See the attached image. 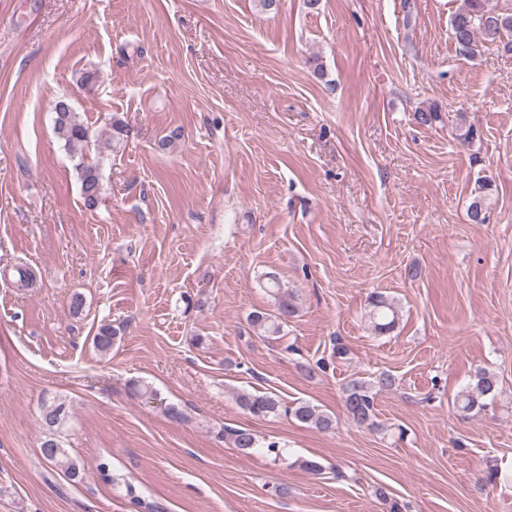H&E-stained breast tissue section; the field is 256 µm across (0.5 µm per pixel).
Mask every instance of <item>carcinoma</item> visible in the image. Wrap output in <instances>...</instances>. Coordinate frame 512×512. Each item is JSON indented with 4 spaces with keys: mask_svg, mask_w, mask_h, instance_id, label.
Here are the masks:
<instances>
[{
    "mask_svg": "<svg viewBox=\"0 0 512 512\" xmlns=\"http://www.w3.org/2000/svg\"><path fill=\"white\" fill-rule=\"evenodd\" d=\"M451 36L459 49L467 56L477 55L487 46H497L507 53H512V12L497 7L494 0H464L463 7L450 19ZM54 132L64 143V147L73 157H79L76 164L81 184L84 205L93 209L101 199V175L97 165L84 162L85 148L89 143L88 127L81 120L79 113L63 95L54 106ZM490 184L482 182L475 189L468 206L470 221L476 224L486 222ZM267 287L271 289L276 300L273 312L255 311L250 314V324L267 336H280L284 325L298 312L297 297L294 293L282 290L276 275L267 277ZM368 320L378 334L392 331L398 324L399 314L394 304L381 294L370 297ZM120 330L110 324L99 327L93 341L95 348L106 355L118 338ZM394 379L389 373H381L372 381L353 379L343 389L344 402L350 418L359 426H374V399L377 392L389 388ZM500 393L497 376L486 370L478 372L474 384L459 392L455 399L456 407L464 414L481 412L494 403ZM236 402L253 417L266 418L283 414L295 421L315 428L329 431L334 426L333 417L308 402H298L294 406L284 405L281 400L268 393L254 394L239 392ZM68 411L62 402L44 404L42 422L46 435L41 444L43 459L59 469L64 476L74 482L83 481L82 470L69 455L58 439L60 429L66 423ZM224 437L231 441L234 448L243 455H250L261 449L274 456V460H284V448L278 442L271 441L263 446L256 435L245 428H226ZM130 503L141 512H166V506L156 500L148 501L136 494L132 485H127Z\"/></svg>",
    "mask_w": 512,
    "mask_h": 512,
    "instance_id": "carcinoma-1",
    "label": "carcinoma"
}]
</instances>
